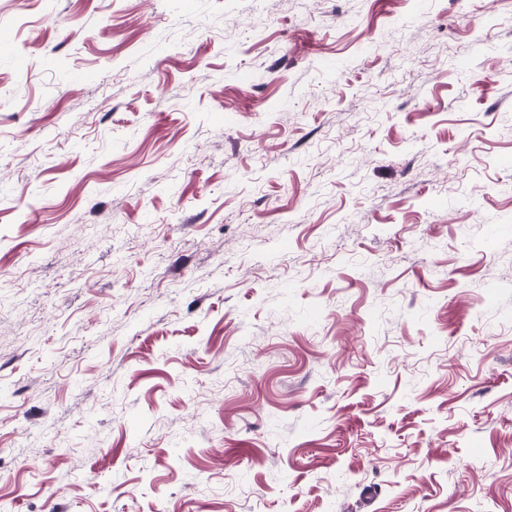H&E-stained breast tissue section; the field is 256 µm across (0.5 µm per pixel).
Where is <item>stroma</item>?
Wrapping results in <instances>:
<instances>
[{
    "mask_svg": "<svg viewBox=\"0 0 512 512\" xmlns=\"http://www.w3.org/2000/svg\"><path fill=\"white\" fill-rule=\"evenodd\" d=\"M0 512H512V0H0Z\"/></svg>",
    "mask_w": 512,
    "mask_h": 512,
    "instance_id": "1",
    "label": "stroma"
}]
</instances>
